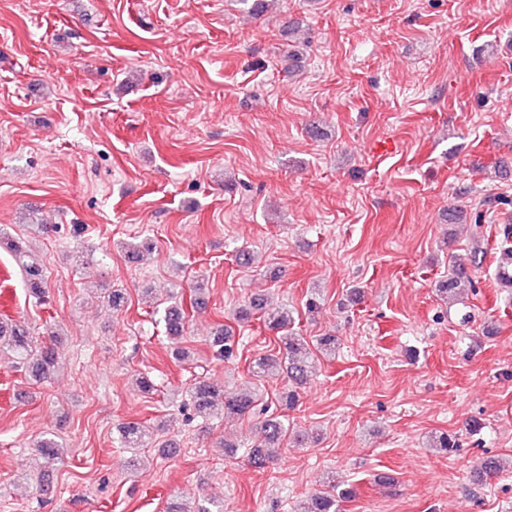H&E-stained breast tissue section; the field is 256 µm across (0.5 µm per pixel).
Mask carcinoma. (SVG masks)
I'll return each mask as SVG.
<instances>
[{
  "label": "carcinoma",
  "instance_id": "cac0c4a2",
  "mask_svg": "<svg viewBox=\"0 0 512 512\" xmlns=\"http://www.w3.org/2000/svg\"><path fill=\"white\" fill-rule=\"evenodd\" d=\"M497 249L501 266L498 267L499 283L512 288V224H502L499 228ZM486 249L476 245L466 255L450 256L448 278L439 284L440 292L455 295L465 289L475 290V281L467 274V266H479ZM24 273L29 295L41 300L45 295L44 274L37 259L30 257L24 261ZM156 313L160 315L167 339L173 345V355L177 359L187 357V352L179 346L184 337L187 323L183 308V291L177 283L160 290L156 297ZM295 309L287 306L265 321L267 329L278 336V351L254 359L251 373L258 382L287 374L289 385L273 403L263 400L261 394L246 389H229L222 383L197 379L185 392L184 405L190 411L189 418L204 423L221 416L249 417L257 421L258 436L250 452V459L259 466L275 460L277 450L288 434V425L282 411L292 408L298 400L299 390L307 384L314 367V356L304 337L293 332ZM211 346L219 358H227L233 353L232 334L228 328L216 330ZM0 348L5 350L16 363L26 367L29 376L44 379L51 368L58 363V352L52 345H39L33 340L30 331L23 324L0 318ZM121 447L135 451L139 448L158 447L165 444L155 441L154 429L142 423H125L119 429ZM37 451L49 469L65 464L56 435L46 434L37 445ZM503 472V463L497 458H488L481 464L479 477L483 480L496 477ZM355 491L340 489L336 484L315 492L304 512H340V503L351 499ZM168 512H224V502L211 497L203 502H195L168 507Z\"/></svg>",
  "mask_w": 512,
  "mask_h": 512
}]
</instances>
